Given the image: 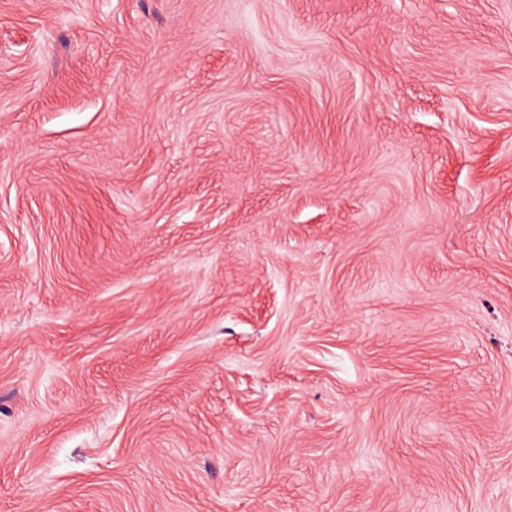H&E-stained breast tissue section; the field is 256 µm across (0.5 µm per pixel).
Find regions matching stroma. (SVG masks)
<instances>
[{
    "label": "stroma",
    "mask_w": 512,
    "mask_h": 512,
    "mask_svg": "<svg viewBox=\"0 0 512 512\" xmlns=\"http://www.w3.org/2000/svg\"><path fill=\"white\" fill-rule=\"evenodd\" d=\"M0 512H512V0H0Z\"/></svg>",
    "instance_id": "obj_1"
}]
</instances>
